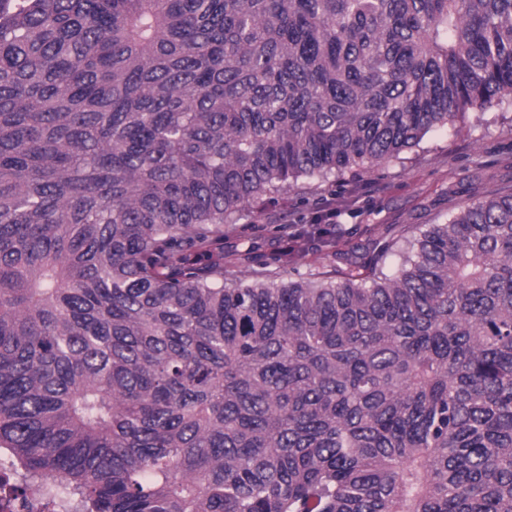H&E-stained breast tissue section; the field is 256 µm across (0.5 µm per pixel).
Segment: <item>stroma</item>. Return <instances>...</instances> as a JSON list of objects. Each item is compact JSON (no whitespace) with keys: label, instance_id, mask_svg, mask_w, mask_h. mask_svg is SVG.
<instances>
[{"label":"stroma","instance_id":"1","mask_svg":"<svg viewBox=\"0 0 512 512\" xmlns=\"http://www.w3.org/2000/svg\"><path fill=\"white\" fill-rule=\"evenodd\" d=\"M512 186V107L476 108L455 127L426 135L400 159L374 170L305 183L243 211L238 247L259 243L264 252L285 248L283 223L336 221L341 250L386 234L412 237L421 225Z\"/></svg>","mask_w":512,"mask_h":512}]
</instances>
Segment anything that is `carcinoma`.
Here are the masks:
<instances>
[{"label": "carcinoma", "instance_id": "cac0c4a2", "mask_svg": "<svg viewBox=\"0 0 512 512\" xmlns=\"http://www.w3.org/2000/svg\"><path fill=\"white\" fill-rule=\"evenodd\" d=\"M512 105V0H0V458L81 512H512V189L282 279L245 207ZM246 257L255 280L229 276Z\"/></svg>", "mask_w": 512, "mask_h": 512}]
</instances>
